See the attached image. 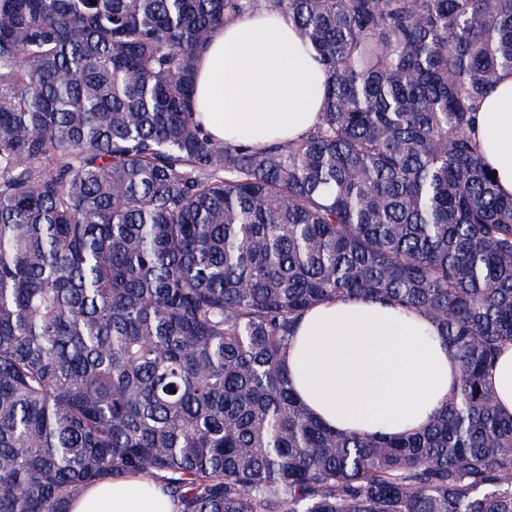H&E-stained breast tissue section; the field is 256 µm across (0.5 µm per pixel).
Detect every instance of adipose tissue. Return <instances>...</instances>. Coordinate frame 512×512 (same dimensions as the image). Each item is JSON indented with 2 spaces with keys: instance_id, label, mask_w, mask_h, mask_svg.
Returning a JSON list of instances; mask_svg holds the SVG:
<instances>
[{
  "instance_id": "ef3b65f1",
  "label": "adipose tissue",
  "mask_w": 512,
  "mask_h": 512,
  "mask_svg": "<svg viewBox=\"0 0 512 512\" xmlns=\"http://www.w3.org/2000/svg\"><path fill=\"white\" fill-rule=\"evenodd\" d=\"M325 74L291 18L245 14L200 55L195 109L216 141L262 146L306 134L323 105ZM512 195V73H500L469 130ZM286 364L304 407L340 432L406 437L423 428L457 385L456 361L422 314L351 297L300 319ZM161 486L136 477L91 487L71 512H174Z\"/></svg>"
}]
</instances>
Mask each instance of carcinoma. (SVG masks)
Listing matches in <instances>:
<instances>
[{
  "instance_id": "cac0c4a2",
  "label": "carcinoma",
  "mask_w": 512,
  "mask_h": 512,
  "mask_svg": "<svg viewBox=\"0 0 512 512\" xmlns=\"http://www.w3.org/2000/svg\"><path fill=\"white\" fill-rule=\"evenodd\" d=\"M288 14L319 122L261 148L195 118L200 53ZM512 0H0V512L136 475L177 512H512V196L468 134ZM418 310L458 366L404 439L327 427L300 316ZM489 382L503 414L512 415V345L505 346L490 371Z\"/></svg>"
}]
</instances>
